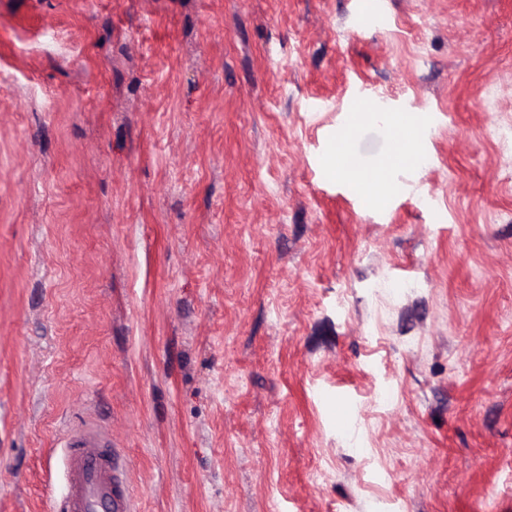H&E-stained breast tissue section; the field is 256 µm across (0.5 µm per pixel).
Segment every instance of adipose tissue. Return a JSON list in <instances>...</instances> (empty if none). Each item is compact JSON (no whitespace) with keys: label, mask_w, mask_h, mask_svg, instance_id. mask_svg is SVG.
<instances>
[{"label":"adipose tissue","mask_w":512,"mask_h":512,"mask_svg":"<svg viewBox=\"0 0 512 512\" xmlns=\"http://www.w3.org/2000/svg\"><path fill=\"white\" fill-rule=\"evenodd\" d=\"M379 118L383 123L389 124L392 141V150L387 155L381 170L367 171L353 167L348 160L346 142L342 139L334 142L327 161L330 174L335 177L352 179L358 185L365 203L371 206L380 205L390 189V184L386 179L387 170L393 169L401 163L415 167L422 162L416 142V129L406 130L392 127L390 116L384 112L380 113Z\"/></svg>","instance_id":"ef3b65f1"}]
</instances>
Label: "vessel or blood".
<instances>
[{
    "instance_id": "obj_1",
    "label": "vessel or blood",
    "mask_w": 512,
    "mask_h": 512,
    "mask_svg": "<svg viewBox=\"0 0 512 512\" xmlns=\"http://www.w3.org/2000/svg\"><path fill=\"white\" fill-rule=\"evenodd\" d=\"M66 492L51 512H135L128 484L116 462L109 433L82 420L63 437Z\"/></svg>"
}]
</instances>
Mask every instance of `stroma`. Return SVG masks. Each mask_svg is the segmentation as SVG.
I'll return each mask as SVG.
<instances>
[{
	"instance_id": "1",
	"label": "stroma",
	"mask_w": 512,
	"mask_h": 512,
	"mask_svg": "<svg viewBox=\"0 0 512 512\" xmlns=\"http://www.w3.org/2000/svg\"><path fill=\"white\" fill-rule=\"evenodd\" d=\"M371 11L0 0V512L82 416L138 512H512V0ZM354 112H356L355 122L353 126L348 127L345 137L334 142L332 145L327 166L332 176L352 179L358 185L366 204L369 206H379L390 189V184L386 179V171L395 168L400 163L416 167L422 162L421 157L423 155L420 153L416 142L418 127L416 123L413 122L409 130L395 128L390 125L391 118L388 116V113H373L376 114L383 123L388 124L393 146L380 170H361L351 165L348 160V155L353 165L358 166L356 155L351 150L348 154L346 149L347 137L355 132L363 119L362 113Z\"/></svg>"
}]
</instances>
